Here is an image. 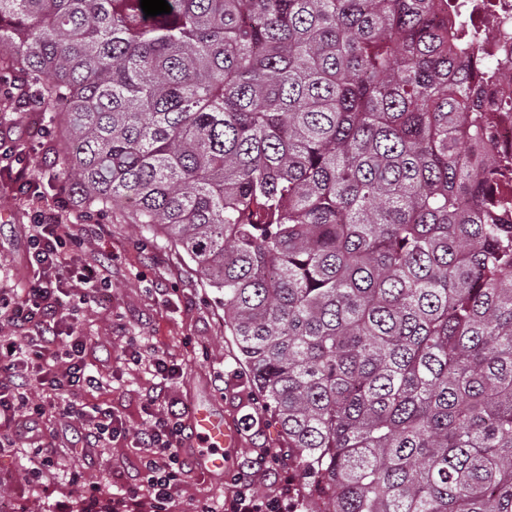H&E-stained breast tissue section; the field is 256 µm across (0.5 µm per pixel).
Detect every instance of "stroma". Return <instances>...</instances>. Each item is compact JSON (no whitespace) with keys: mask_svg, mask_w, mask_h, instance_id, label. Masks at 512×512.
Listing matches in <instances>:
<instances>
[{"mask_svg":"<svg viewBox=\"0 0 512 512\" xmlns=\"http://www.w3.org/2000/svg\"><path fill=\"white\" fill-rule=\"evenodd\" d=\"M0 140L16 150L15 158L0 167V276L22 288L34 277L26 262L24 226L38 203L58 200L66 178L51 113L36 105H17L1 91ZM18 161L32 174V196L20 194L12 180L10 169ZM68 222L80 237L79 244L70 245L71 255L82 263L106 261L110 269L104 298L77 314L81 332L98 342L91 361L104 387L92 399L112 406L131 434L109 448H83L77 442L82 430L78 422L50 419L44 424L51 445L48 470L41 480L30 481L24 476V449L1 453L0 497L26 502L31 512H70L78 500L96 512L99 503L111 501L113 482L139 485L136 460L141 450L133 435L143 424L141 397L155 380L144 366L125 362L124 351L134 344L163 351L184 368V377L170 385L158 409L171 400L204 403L237 432L236 446L224 452L223 475L203 473L193 449L183 452L190 474L179 486L174 512H200L205 505L217 510L235 492L230 475L243 456L255 448L286 445L224 333L221 294L203 286L181 252L139 225L84 208L72 211Z\"/></svg>","mask_w":512,"mask_h":512,"instance_id":"1","label":"stroma"}]
</instances>
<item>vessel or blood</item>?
I'll return each instance as SVG.
<instances>
[{"label": "vessel or blood", "instance_id": "vessel-or-blood-1", "mask_svg": "<svg viewBox=\"0 0 512 512\" xmlns=\"http://www.w3.org/2000/svg\"><path fill=\"white\" fill-rule=\"evenodd\" d=\"M187 423L202 470L215 475L222 473L224 451L237 440L234 431L225 426L223 416L198 405L190 407Z\"/></svg>", "mask_w": 512, "mask_h": 512}]
</instances>
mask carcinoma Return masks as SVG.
Instances as JSON below:
<instances>
[{"instance_id":"obj_1","label":"carcinoma","mask_w":512,"mask_h":512,"mask_svg":"<svg viewBox=\"0 0 512 512\" xmlns=\"http://www.w3.org/2000/svg\"><path fill=\"white\" fill-rule=\"evenodd\" d=\"M0 0L86 208L180 248L304 512H512L490 31L449 0Z\"/></svg>"}]
</instances>
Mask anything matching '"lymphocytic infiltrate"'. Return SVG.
<instances>
[{"label":"lymphocytic infiltrate","mask_w":512,"mask_h":512,"mask_svg":"<svg viewBox=\"0 0 512 512\" xmlns=\"http://www.w3.org/2000/svg\"><path fill=\"white\" fill-rule=\"evenodd\" d=\"M65 207L36 211L27 227V262L37 270V282L27 288L0 289V324L14 328L11 336H0V447L26 441L30 446L27 473L37 477L49 465L48 445L39 435V426L48 409L75 417L84 424L86 447L104 448L126 437L128 430L111 407L86 401L87 392L97 390L102 381L89 365L90 346L75 324L77 309L87 304L108 277L96 264H74L66 251L71 227ZM72 277L81 291L67 288L64 279ZM129 361L146 366L156 379L155 393L146 395L142 407L144 426L136 441L144 453L138 461L142 481L138 491L113 499V512H136L140 495H148L158 512H169L174 494L186 477L182 456L186 429L185 406L170 402L166 410H156L159 391L184 375L181 364L168 355L143 354L128 348ZM38 386L48 392V400L31 401L28 390ZM275 449L261 448L248 457L233 482L237 493L224 502V512H279L277 495H257L255 479L273 478L282 491H288L293 476L274 464Z\"/></svg>","instance_id":"f902f5d3"}]
</instances>
